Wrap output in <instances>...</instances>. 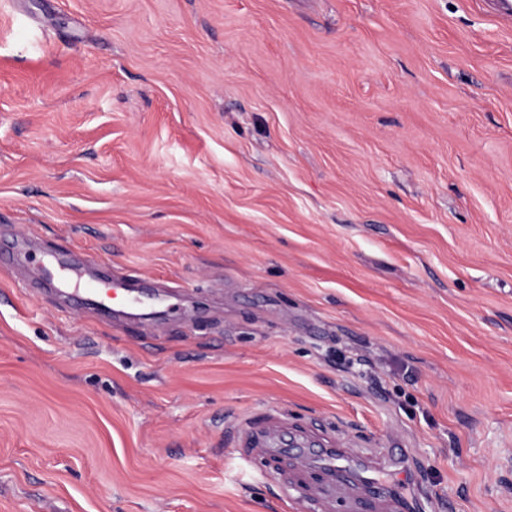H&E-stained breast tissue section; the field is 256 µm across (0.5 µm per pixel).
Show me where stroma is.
<instances>
[{
	"instance_id": "35a3bbf8",
	"label": "stroma",
	"mask_w": 512,
	"mask_h": 512,
	"mask_svg": "<svg viewBox=\"0 0 512 512\" xmlns=\"http://www.w3.org/2000/svg\"><path fill=\"white\" fill-rule=\"evenodd\" d=\"M500 0H0V512H318L280 410L512 512ZM63 253L180 290L75 308ZM263 448H260L264 456L277 454L282 451L298 449L301 451V444L288 434V422L280 416H272L262 431Z\"/></svg>"
}]
</instances>
